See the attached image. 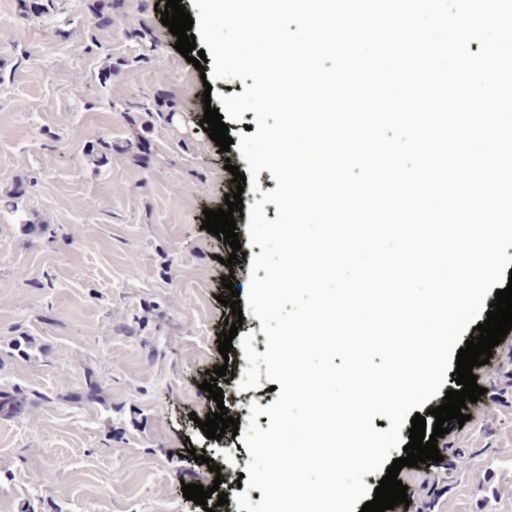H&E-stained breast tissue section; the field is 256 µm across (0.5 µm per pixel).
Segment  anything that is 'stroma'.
Returning a JSON list of instances; mask_svg holds the SVG:
<instances>
[{"instance_id":"stroma-1","label":"stroma","mask_w":512,"mask_h":512,"mask_svg":"<svg viewBox=\"0 0 512 512\" xmlns=\"http://www.w3.org/2000/svg\"><path fill=\"white\" fill-rule=\"evenodd\" d=\"M91 2L70 0L75 32L65 38L0 0V392L22 402L0 417V512H204L181 487L218 476L223 512H239L250 454L241 438H207L197 422L222 403L245 425L253 406L277 398L267 379L242 388L241 345L218 351L221 278L233 275L247 294L260 252L249 208L276 181L264 170L257 186L237 190L224 165L234 160L248 174L238 146L219 153L195 121L243 82L204 85L212 63L199 70L176 51L156 0H114L108 27ZM142 21L158 42L150 52L133 35ZM157 98L174 119L147 130L144 160L126 148L124 107ZM103 140L112 149L100 164L85 150ZM15 182L25 193L10 207ZM235 192L244 256L229 268L202 220ZM223 364L234 378L218 379L217 403L201 384ZM472 408L442 440L456 469L442 512H512V407L484 396Z\"/></svg>"}]
</instances>
